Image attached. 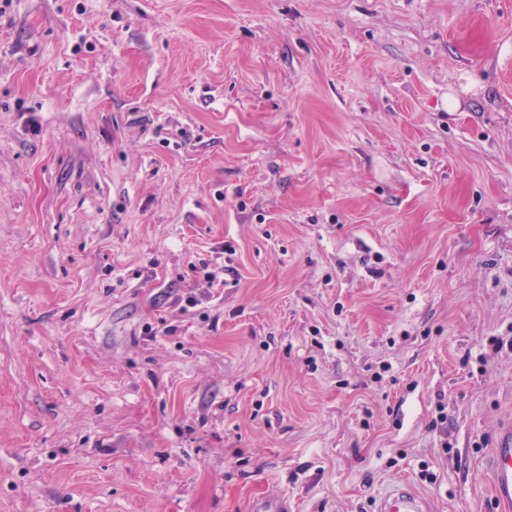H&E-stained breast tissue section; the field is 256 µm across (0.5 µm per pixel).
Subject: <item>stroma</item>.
<instances>
[{"label":"stroma","instance_id":"obj_1","mask_svg":"<svg viewBox=\"0 0 512 512\" xmlns=\"http://www.w3.org/2000/svg\"><path fill=\"white\" fill-rule=\"evenodd\" d=\"M494 336L512 0L0 6V512H493ZM427 501L406 482L396 484L382 499L379 512H428Z\"/></svg>","mask_w":512,"mask_h":512}]
</instances>
